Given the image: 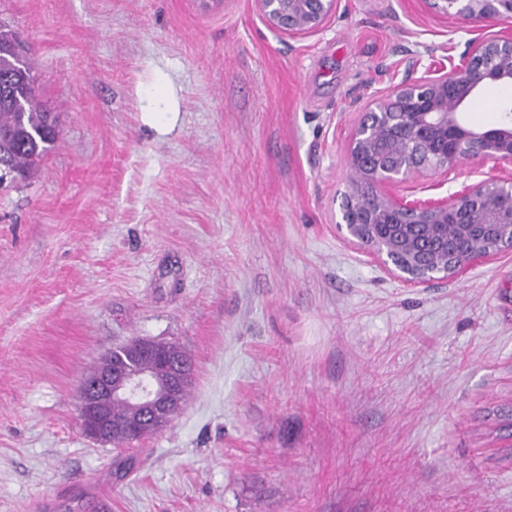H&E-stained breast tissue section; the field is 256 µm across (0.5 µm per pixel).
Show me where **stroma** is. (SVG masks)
I'll return each mask as SVG.
<instances>
[{"label": "stroma", "instance_id": "obj_1", "mask_svg": "<svg viewBox=\"0 0 512 512\" xmlns=\"http://www.w3.org/2000/svg\"><path fill=\"white\" fill-rule=\"evenodd\" d=\"M0 24L59 124L0 190V512L89 476L98 512H512V252L415 285L337 226L353 101L504 23L340 0L292 39L252 0H0ZM510 177L470 159L396 193ZM133 337L190 356L192 397L103 446L80 379Z\"/></svg>", "mask_w": 512, "mask_h": 512}]
</instances>
